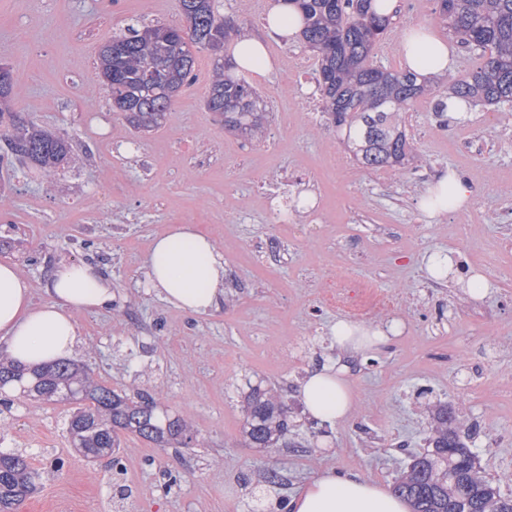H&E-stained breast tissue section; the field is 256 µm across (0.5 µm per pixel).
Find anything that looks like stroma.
<instances>
[{
    "label": "stroma",
    "mask_w": 512,
    "mask_h": 512,
    "mask_svg": "<svg viewBox=\"0 0 512 512\" xmlns=\"http://www.w3.org/2000/svg\"><path fill=\"white\" fill-rule=\"evenodd\" d=\"M134 20L184 22L179 0H0V58L15 81L9 107L72 145L52 185L36 169L0 161V261L15 264L37 305L47 299L51 266L100 265L118 304L79 315L74 359L107 386L159 392L190 419L201 445L123 438L116 477L69 447L66 406L7 391L0 448L46 471L19 512H47L60 501L69 512H116L117 483L130 489L132 512H249L243 478L258 470L284 481L266 491L270 502L327 468L389 487L401 465L396 444L422 445L420 406L437 399L477 424L474 450L488 476L511 469L512 278L499 269L512 262L502 248L512 238V116L479 106L445 121L421 101L404 117L421 163L375 172L347 159L325 116L308 117V100L319 96L311 75L298 85L278 69L251 76L267 102L266 138L226 132L205 107L213 65L203 50L161 128L137 134L96 77L99 46ZM333 152L344 165L331 166ZM443 168L474 192L464 237L449 229L455 211L432 217L422 205ZM283 180L291 195L305 189L322 201L319 223L305 208L289 210L284 223L273 218L262 187ZM175 224L207 232L224 256V299L209 314L185 313L147 283L151 242ZM435 251L487 277L489 292L472 297L462 277L425 278L422 259ZM345 265L394 302L369 323L398 321L401 334L355 361L347 419L315 435L295 405L296 447L247 446L237 386L248 377L291 395L322 355L334 354L326 327L341 314L319 299ZM55 456L64 461L57 474L47 470Z\"/></svg>",
    "instance_id": "35a3bbf8"
}]
</instances>
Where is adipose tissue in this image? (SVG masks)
Here are the masks:
<instances>
[{"instance_id": "adipose-tissue-1", "label": "adipose tissue", "mask_w": 512, "mask_h": 512, "mask_svg": "<svg viewBox=\"0 0 512 512\" xmlns=\"http://www.w3.org/2000/svg\"><path fill=\"white\" fill-rule=\"evenodd\" d=\"M266 38L249 34L236 40L233 62L238 71L264 75L274 63L266 41H293L303 27L295 0H275L262 21ZM406 66L424 75L454 72L455 50L431 30L416 27L402 33ZM149 282L168 304L192 315L208 313L218 303L224 283V257L210 235L183 224L157 236L148 260ZM46 303L33 305L32 292L12 263L0 262V348L7 357L33 369L72 355L78 336L77 314L114 305L111 279L91 263H61L44 285ZM400 325L339 321L329 334L336 346L357 354L398 335ZM314 419L336 423L354 407L350 369L340 359L324 358L308 371L298 390ZM290 512H410L408 502L359 474L341 477L319 471L289 503Z\"/></svg>"}]
</instances>
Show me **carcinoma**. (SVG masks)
I'll list each match as a JSON object with an SVG mask.
<instances>
[{
  "label": "carcinoma",
  "instance_id": "obj_1",
  "mask_svg": "<svg viewBox=\"0 0 512 512\" xmlns=\"http://www.w3.org/2000/svg\"><path fill=\"white\" fill-rule=\"evenodd\" d=\"M216 0H180L183 28L131 23L112 36L109 58L99 57V84L110 99L129 103L122 116L137 134L157 130L166 112L193 78L196 53L216 56L205 106L228 132L250 140L264 136L266 103L232 59L224 44L245 33L224 17ZM305 27L301 40L317 58L316 83L322 112L336 128L354 160L370 169L402 171L417 155L402 117L421 99L436 112H466L487 105L512 112V0H435V13L456 44L476 58L448 90H434L410 68L377 64L375 50L397 33L392 16H381L372 0H295ZM14 93L11 70L0 74V159L28 161L52 177L70 157V142L26 122L6 107ZM15 384L24 394L53 402L76 403L67 419L69 444L92 461L120 465L121 436L131 435L158 448H194L189 419L164 405L156 394H132L100 384L85 365L58 363L32 373L0 361V389ZM241 401L243 437L251 448H278L288 433V401L275 385L246 382ZM427 447L408 454L393 491L411 512H512V471L487 476L468 440L476 428L440 402L427 404ZM42 471L21 452L0 451V512H17L35 493Z\"/></svg>",
  "mask_w": 512,
  "mask_h": 512
}]
</instances>
